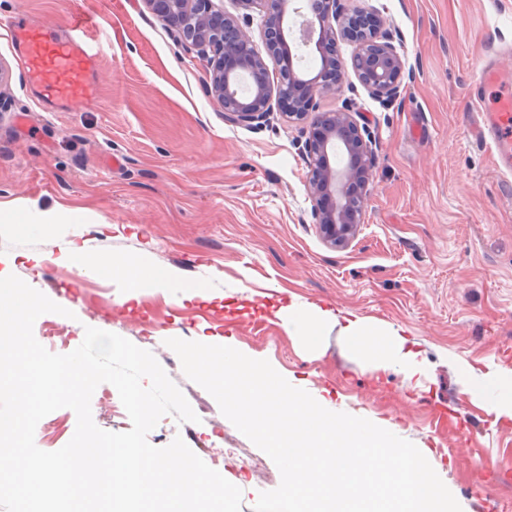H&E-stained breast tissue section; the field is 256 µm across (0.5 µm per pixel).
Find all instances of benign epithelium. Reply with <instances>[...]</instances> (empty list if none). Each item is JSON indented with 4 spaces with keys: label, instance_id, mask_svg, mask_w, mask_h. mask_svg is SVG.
I'll return each instance as SVG.
<instances>
[{
    "label": "benign epithelium",
    "instance_id": "1",
    "mask_svg": "<svg viewBox=\"0 0 512 512\" xmlns=\"http://www.w3.org/2000/svg\"><path fill=\"white\" fill-rule=\"evenodd\" d=\"M148 9L196 50L210 65L208 94L230 121L251 125L266 120L272 93L287 101L288 116L310 118L303 151L311 159L312 219L326 242L345 246L356 236L377 153L376 142L357 113L347 108L316 111L317 91L341 87L336 74L347 71L344 61L329 51L342 36L355 44L351 68L373 98L386 105L400 96L404 62L393 44L389 23L377 11L345 8L343 0H314L315 11L299 28L303 46L318 53L323 69L300 75L292 64L288 37L290 0H236L242 6L259 4L265 13L263 40L276 66V80L256 52L251 34L239 19L224 10L223 0H144Z\"/></svg>",
    "mask_w": 512,
    "mask_h": 512
}]
</instances>
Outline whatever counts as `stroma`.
Wrapping results in <instances>:
<instances>
[{
	"label": "stroma",
	"mask_w": 512,
	"mask_h": 512,
	"mask_svg": "<svg viewBox=\"0 0 512 512\" xmlns=\"http://www.w3.org/2000/svg\"><path fill=\"white\" fill-rule=\"evenodd\" d=\"M347 6L388 19L409 74L388 107L355 80L315 96L318 111L359 112L378 146L357 236L334 247L312 222L306 122L277 107L256 126L228 121L205 93V59L144 0H0V208L34 218L0 223V273L66 308L41 315L35 338L61 326L71 352L91 326L154 355L200 420L163 416L151 445L179 436L206 462L237 448L263 458L264 480L224 470L241 512L280 472L185 375L167 339L229 340L336 411L429 449L463 512H512V419L461 379L512 369V177L477 144L466 95L479 57L512 45V0ZM21 12L58 32L80 12L102 18L112 48L100 60L101 106L47 112L25 92L3 29ZM77 249L138 259L179 283L130 295L72 262ZM183 282L204 296L184 298ZM293 303L398 331L421 371L372 370L332 323L307 342L290 336L279 311ZM437 408L455 423L437 424Z\"/></svg>",
	"instance_id": "1"
}]
</instances>
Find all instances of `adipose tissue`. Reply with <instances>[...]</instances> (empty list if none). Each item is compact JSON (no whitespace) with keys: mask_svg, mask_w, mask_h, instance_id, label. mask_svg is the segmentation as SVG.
Wrapping results in <instances>:
<instances>
[{"mask_svg":"<svg viewBox=\"0 0 512 512\" xmlns=\"http://www.w3.org/2000/svg\"><path fill=\"white\" fill-rule=\"evenodd\" d=\"M97 274L106 277H121L127 288L164 287L173 283V272L157 267L133 262L121 257L95 259L92 262ZM292 336H315L326 323L340 321L341 331L347 338L349 347L363 354L373 369L384 370L392 366H401L406 373L416 370L415 362L398 331L385 329L360 320L338 319L336 314L317 308L292 304L282 308L279 313Z\"/></svg>","mask_w":512,"mask_h":512,"instance_id":"obj_1","label":"adipose tissue"}]
</instances>
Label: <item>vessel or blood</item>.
<instances>
[{"mask_svg":"<svg viewBox=\"0 0 512 512\" xmlns=\"http://www.w3.org/2000/svg\"><path fill=\"white\" fill-rule=\"evenodd\" d=\"M8 37L26 87L48 111L78 112L98 104V61L109 42L98 21L77 17L57 33L21 16L9 24ZM469 97L480 112L481 141L492 149L500 172H511L512 77L482 59Z\"/></svg>","mask_w":512,"mask_h":512,"instance_id":"1","label":"vessel or blood"}]
</instances>
